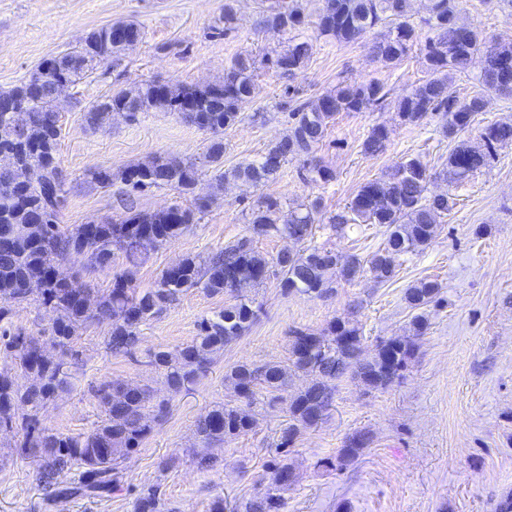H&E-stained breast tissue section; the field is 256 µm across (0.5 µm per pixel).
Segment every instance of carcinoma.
I'll return each instance as SVG.
<instances>
[{"instance_id": "1", "label": "carcinoma", "mask_w": 512, "mask_h": 512, "mask_svg": "<svg viewBox=\"0 0 512 512\" xmlns=\"http://www.w3.org/2000/svg\"><path fill=\"white\" fill-rule=\"evenodd\" d=\"M267 2V22L273 27L293 32L306 24L300 0ZM376 27L382 32L371 45V60L385 68L397 66L416 39L409 0H321L317 29L322 36L350 43ZM430 29L422 48L427 78L398 98L396 108L410 125L442 116L444 132L454 139L485 111L489 94L512 97V43L498 42L459 22L454 0H434ZM95 33L98 39L93 46L51 57L19 84L0 88V322L31 300L55 314L47 330L16 327L0 331V429L9 428L10 435L17 438L14 447L36 462L48 507L62 497L104 499L124 490L123 461L168 414L172 398L197 384L224 348L255 322V299L246 295V289L263 284L272 275L282 294L316 297L329 291L333 276L352 282L368 273L374 280L386 282L395 275V259L428 245L437 219L451 208L450 196L428 194L433 173L421 157L409 155L385 176L359 186L344 209L329 216L316 201L290 210L285 221L281 220L282 204L274 199H264L251 208L249 223L255 234L292 238L307 244L302 252L268 259L239 241L205 257H186L178 268L164 270L154 287L139 290L134 280L151 253L198 223L197 215L209 207L207 198L194 196L205 172L211 173L220 190L232 180L259 185L275 177L289 161L302 158L311 180L329 183L335 178L333 170L312 154L334 125L336 115L381 106L389 91L378 81H345L288 112L286 134L270 144L259 160L226 170L221 134L224 128L242 121L243 105L260 93L254 61L235 58L219 83L170 86L146 81L120 90L98 102L102 111L90 108L85 112L89 126L103 124L105 111L110 109L126 111L133 118L138 112H176L185 122L209 132V144L201 158L158 157L117 174L100 167L89 169L90 182L103 189L116 180L126 187L123 210L105 221L65 230L60 215L67 174L58 156L60 115L55 111L52 85L61 80L76 84L98 65L117 61L124 45L111 38L106 26ZM311 49L308 40L293 36L288 49L266 57L263 64L292 77L305 66ZM483 54L489 55V61L481 70L478 86L459 96L454 75ZM8 101L28 106L30 122L23 137L11 131L10 116L4 112ZM480 137L485 153L463 141L453 148L443 170L448 183L469 179L487 164L495 145L512 142V122L488 124ZM389 143V130L377 125L361 149L379 155ZM20 168L30 169L33 179L17 182ZM162 186L174 189L179 199L159 211L138 209L136 195ZM325 222L340 235L356 224L382 225L387 228L384 247L365 259L311 244L317 228ZM117 253L122 254L124 267L113 273L112 287L102 294L91 288H74L67 280L54 277V271L73 258L83 261L82 269L96 271L110 267ZM33 281L41 284L36 294L29 288ZM191 288L228 293L234 303L203 318L191 342L175 351L158 349L148 354L169 398L156 399L147 386L104 380L93 389L103 419L91 431L71 436L42 425L40 410L68 391L75 379V373L61 370L60 363L44 353L46 345L56 347L59 356L74 366L81 332L106 321L111 325L107 349L115 355H129L140 341V327ZM440 293L437 281L424 279L406 289L405 300L410 308L423 309L439 305ZM412 326V335L381 339L373 354L360 360L355 358L361 346L359 328L336 318L322 333L301 328L291 331L289 367L269 362L232 368L226 379L238 398L250 404L256 386L268 393L286 392L291 373L307 367L314 372L307 386L289 395L288 426L276 448L279 458L272 465L271 481L244 504V512H282L283 492L294 481L284 452L300 429L325 418L334 403L335 382L350 376L372 390H384L400 379L427 329V317L414 316ZM19 373L28 381L22 387L16 382ZM254 427L249 411L228 403L216 405L196 421L199 447L192 449V456L199 466L208 467L213 462L210 448L247 435ZM368 443L365 433L351 435L339 449L337 460L343 464L357 458ZM133 512L177 510L166 503L157 485L138 493Z\"/></svg>"}]
</instances>
